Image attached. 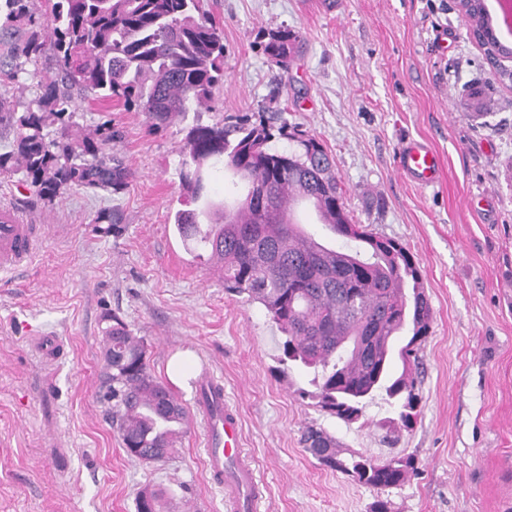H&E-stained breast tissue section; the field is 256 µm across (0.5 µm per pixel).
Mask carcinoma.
Segmentation results:
<instances>
[{"instance_id":"cac0c4a2","label":"carcinoma","mask_w":512,"mask_h":512,"mask_svg":"<svg viewBox=\"0 0 512 512\" xmlns=\"http://www.w3.org/2000/svg\"><path fill=\"white\" fill-rule=\"evenodd\" d=\"M200 0H55L46 21L29 0H0V41L9 42L0 73L14 80L45 59L54 71L38 83L37 107L0 112L12 132L0 153V177L23 174L37 195L53 201L70 190L124 192L134 173L112 157L118 131L107 121L86 133L74 98L117 101L145 114L160 130L178 116L208 107L224 80V30L200 11ZM469 27L484 39L485 57L512 58L492 35L484 0H460ZM302 46L286 27L264 34L263 53L288 68ZM296 147L279 151L276 138ZM180 179L191 200L207 197L211 170L232 172L233 203L206 202L221 222L200 224L195 210H180L174 225L200 251L217 252L224 288L262 306L284 335L282 361L313 372L312 397L322 411L347 423L362 417L368 402L384 397L411 428L419 415L420 381L407 369L425 341L432 319L420 268L398 241L378 237L351 222L343 189L323 145L273 118L246 116L190 127L181 149ZM312 201L325 241L291 219L299 196ZM98 232L119 231L118 212L104 209L93 220ZM349 336H371L377 348L349 350ZM402 372L390 371L393 357ZM106 370L99 401L128 456L145 464L166 462L187 432V412L174 392L153 374L144 341L112 319L103 349ZM320 465L352 477L382 495L417 470L411 457L377 461L342 457L336 439L320 427L301 435ZM137 512H160L159 497L142 491Z\"/></svg>"}]
</instances>
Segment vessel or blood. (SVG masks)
<instances>
[{
    "mask_svg": "<svg viewBox=\"0 0 512 512\" xmlns=\"http://www.w3.org/2000/svg\"><path fill=\"white\" fill-rule=\"evenodd\" d=\"M398 169L422 187L434 186L439 160L426 142L408 140L397 149ZM44 242L41 225L26 223L11 206H0V272L27 268ZM195 409L205 422V464L224 490L233 512H255L259 485L253 468L240 460L238 416L224 401V387L209 372L195 382Z\"/></svg>",
    "mask_w": 512,
    "mask_h": 512,
    "instance_id": "obj_1",
    "label": "vessel or blood"
}]
</instances>
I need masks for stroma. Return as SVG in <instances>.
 I'll use <instances>...</instances> for the list:
<instances>
[{
    "label": "stroma",
    "instance_id": "obj_1",
    "mask_svg": "<svg viewBox=\"0 0 512 512\" xmlns=\"http://www.w3.org/2000/svg\"><path fill=\"white\" fill-rule=\"evenodd\" d=\"M224 29V84L209 109L164 130L143 113L85 101L78 121L111 122L113 155L136 177L119 195L71 190L40 200L0 178V204L43 225L22 273L0 272V512H136L141 491L163 512H227L208 481L192 381L210 365L239 419L240 445L265 484L258 512H370L373 489L329 470L301 444L324 428L342 455L411 456L417 473L388 494L390 512H512V91L468 36L455 0H203ZM299 31L288 69L263 53V32ZM488 89L475 119L464 85ZM277 112L334 160L353 223L402 243L419 264L432 308L419 353L420 413L404 428L375 399L352 424L308 397L311 376L280 360L265 310L205 276L174 225L187 208L181 146L195 123ZM427 140L436 184L399 175L397 145ZM118 211L119 234L92 224ZM120 318L143 338L150 366L191 414L168 463L129 458L96 392L103 336ZM63 352L52 355L49 344Z\"/></svg>",
    "mask_w": 512,
    "mask_h": 512
}]
</instances>
